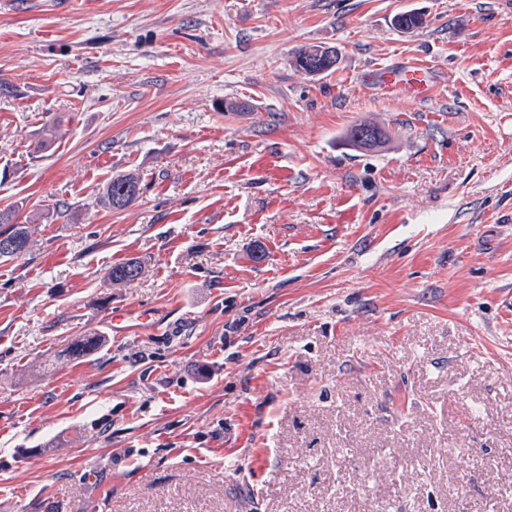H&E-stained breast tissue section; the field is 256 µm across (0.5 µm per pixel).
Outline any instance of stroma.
<instances>
[{
  "label": "stroma",
  "instance_id": "stroma-1",
  "mask_svg": "<svg viewBox=\"0 0 512 512\" xmlns=\"http://www.w3.org/2000/svg\"><path fill=\"white\" fill-rule=\"evenodd\" d=\"M0 83V512H512V0H0ZM324 46L321 45H313L308 47H302L298 49L294 54V64L299 71H302L306 75L311 77H316L322 75L327 72H333L337 68V64L339 62V56L336 55L335 66L325 67L323 69L311 70L308 69L307 66L311 63V61L315 60V55L319 50L324 49ZM393 72L404 75L406 79L396 81L390 76ZM360 79L367 87L385 92L391 89L409 88L421 98L428 94L433 82L429 67L415 58L388 69H371L362 74ZM365 134L372 135L374 141L370 143L367 138L363 137ZM378 136L379 141L377 142L375 137ZM385 138L386 135L382 129L376 125L365 122L353 125L348 134V140L352 146L365 150H371L378 147ZM140 183V176L136 172L120 173L113 176L112 180L103 188L98 201L106 209H125L138 197ZM13 211L11 209L0 210V244L1 238L4 240H12L18 242L19 252H7L0 248V260H10L23 253L28 247L31 237V225L40 220L38 216H32L29 224H16L11 222L13 218ZM3 240V241H4ZM142 272L140 261L131 258L120 264L112 266L107 277L113 284H127L136 280Z\"/></svg>",
  "mask_w": 512,
  "mask_h": 512
}]
</instances>
